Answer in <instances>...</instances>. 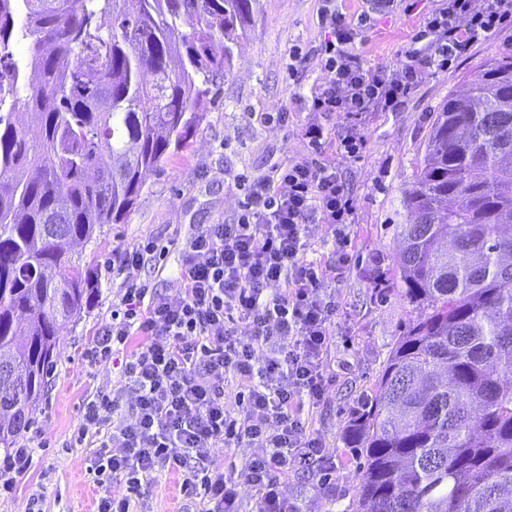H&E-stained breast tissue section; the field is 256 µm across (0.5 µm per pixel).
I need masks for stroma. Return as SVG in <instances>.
<instances>
[{"label": "stroma", "instance_id": "1", "mask_svg": "<svg viewBox=\"0 0 512 512\" xmlns=\"http://www.w3.org/2000/svg\"><path fill=\"white\" fill-rule=\"evenodd\" d=\"M320 0H255L251 21L233 45L232 70L209 86L202 116L185 146L170 151L141 188L119 223L104 225L96 242L81 247L83 261L97 268L101 292L92 308L59 333L48 385L29 413L17 445L33 451L31 466L11 483L0 482V512H88L97 492L86 470L91 439L76 431L86 402L119 381L111 362L89 364L86 353L109 323L121 280L112 274L117 252L148 242L167 246L135 271L154 291H178L180 240L203 224L231 222L243 174H261L306 154L301 126L310 92L327 73L318 53L323 37ZM421 8L404 0L387 13L372 14L356 48L374 66L396 67L423 21ZM512 54V21L445 73L427 75L396 112H377L360 123L365 148L344 163L343 178L355 200L350 225V268L330 289L339 304L332 346L323 366L331 377L324 403L311 409V432L333 458L329 481L297 468L283 492L301 512H343L355 496L357 468L345 444L351 409L381 374L388 354L418 313L401 295L397 269L404 223V189L414 180L432 124L450 93L465 90L484 62ZM287 110L284 122L271 115ZM185 472L171 470L149 489L150 512H195L184 499Z\"/></svg>", "mask_w": 512, "mask_h": 512}]
</instances>
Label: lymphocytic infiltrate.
Segmentation results:
<instances>
[{"mask_svg":"<svg viewBox=\"0 0 512 512\" xmlns=\"http://www.w3.org/2000/svg\"><path fill=\"white\" fill-rule=\"evenodd\" d=\"M510 19L512 0H448L425 16L404 62L390 69L364 64L358 31L322 6L327 80L302 127L307 154L240 177L233 221L201 225L182 240L178 294H159L132 275L157 244L123 249L113 269L123 292L88 357L124 354L122 380L88 402L78 425L79 436L98 438L88 468L102 489L96 512H130L158 474L176 468L187 471L182 490L201 512H240L247 489L256 512H296L284 479L298 466L327 471L304 408L322 402L331 382L323 362L338 306L325 282L351 263L356 206L338 161L357 159L365 146L357 119L396 110L429 70L447 71ZM331 112L347 119L332 143L319 120ZM317 227L331 245L321 262L308 257ZM133 336L143 343L130 353ZM223 447L256 454L230 477L206 456ZM114 483L121 493H112Z\"/></svg>","mask_w":512,"mask_h":512,"instance_id":"obj_1","label":"lymphocytic infiltrate"}]
</instances>
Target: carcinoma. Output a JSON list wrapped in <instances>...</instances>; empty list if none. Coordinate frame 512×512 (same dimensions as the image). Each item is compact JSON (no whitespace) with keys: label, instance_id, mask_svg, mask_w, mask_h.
I'll return each mask as SVG.
<instances>
[{"label":"carcinoma","instance_id":"carcinoma-1","mask_svg":"<svg viewBox=\"0 0 512 512\" xmlns=\"http://www.w3.org/2000/svg\"><path fill=\"white\" fill-rule=\"evenodd\" d=\"M251 15L252 0H0V362L22 373L0 377V450L59 330L99 296L73 246L184 144ZM403 205L399 277L420 315L350 413L344 512H512V54L448 95Z\"/></svg>","mask_w":512,"mask_h":512}]
</instances>
